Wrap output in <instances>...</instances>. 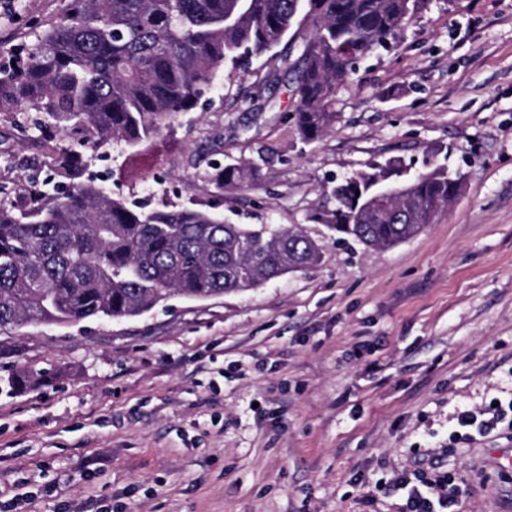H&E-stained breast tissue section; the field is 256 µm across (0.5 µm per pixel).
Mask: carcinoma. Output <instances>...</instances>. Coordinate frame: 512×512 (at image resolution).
I'll return each instance as SVG.
<instances>
[{"mask_svg":"<svg viewBox=\"0 0 512 512\" xmlns=\"http://www.w3.org/2000/svg\"><path fill=\"white\" fill-rule=\"evenodd\" d=\"M426 0H68L63 18L38 35L17 75L0 78V107L22 105L47 125L85 134L84 145L134 149L192 110L228 69L277 58L300 12L310 20L298 45L294 118L302 139H320L336 121L328 111L358 61L386 48ZM83 154L60 148L61 195L41 192L21 211L0 199V331L132 318L174 295L204 300L256 289L321 259L300 226L230 224L207 209L144 210L83 178ZM252 163L216 172L223 185L256 175ZM407 195L371 211L373 179ZM459 178L437 165L410 174L404 165L372 167L333 187L336 209L319 213L336 241L388 249L427 228L421 214H442ZM53 378L27 366L0 389L20 392Z\"/></svg>","mask_w":512,"mask_h":512,"instance_id":"cac0c4a2","label":"carcinoma"}]
</instances>
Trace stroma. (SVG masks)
<instances>
[{
	"instance_id": "1",
	"label": "stroma",
	"mask_w": 512,
	"mask_h": 512,
	"mask_svg": "<svg viewBox=\"0 0 512 512\" xmlns=\"http://www.w3.org/2000/svg\"><path fill=\"white\" fill-rule=\"evenodd\" d=\"M67 0H0V56L26 51ZM205 89L136 150L87 153L112 196L302 226L312 270L138 317L0 333V512H406L393 487L438 461L455 512H512V425L468 440L460 411L512 403V0H428L362 59L318 141L292 118L298 49ZM0 109V190L25 208L66 190L56 148L83 135ZM443 160L462 188L438 223L387 250L327 235L332 178ZM261 161L218 188L214 164ZM53 378V373L45 368H35L27 366L19 369L12 375L3 380L0 378L1 392L7 393L20 392L40 383H45Z\"/></svg>"
}]
</instances>
